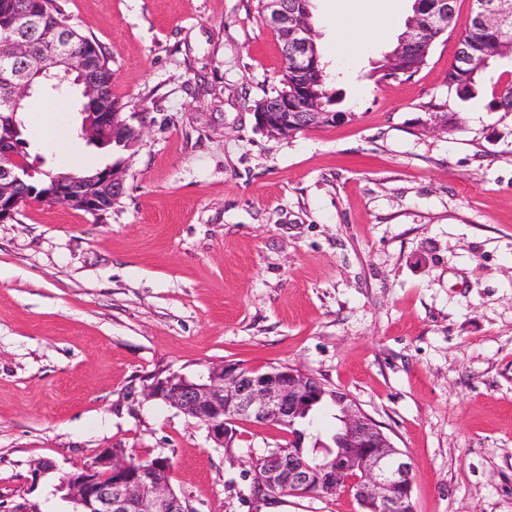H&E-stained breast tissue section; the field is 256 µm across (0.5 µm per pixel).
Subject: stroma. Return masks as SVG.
Returning a JSON list of instances; mask_svg holds the SVG:
<instances>
[{
    "instance_id": "35a3bbf8",
    "label": "stroma",
    "mask_w": 512,
    "mask_h": 512,
    "mask_svg": "<svg viewBox=\"0 0 512 512\" xmlns=\"http://www.w3.org/2000/svg\"><path fill=\"white\" fill-rule=\"evenodd\" d=\"M102 46L112 94L145 135L103 216L29 202L0 223V512H71L59 489L106 448L169 457L194 512H362L349 495L254 497V463L287 431L204 425L145 400L157 372L289 365L352 396L414 464L415 512H512V112L449 92L460 30L410 79L377 80L394 25L351 60L315 42L347 120L282 139L253 102L281 89L258 0H60ZM454 119L448 132L430 125ZM50 469L34 474L37 462Z\"/></svg>"
}]
</instances>
